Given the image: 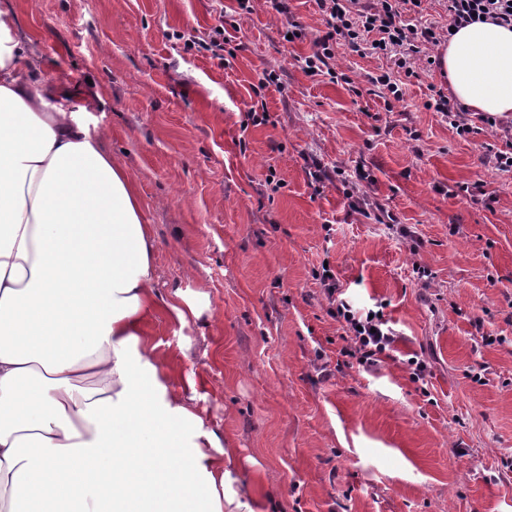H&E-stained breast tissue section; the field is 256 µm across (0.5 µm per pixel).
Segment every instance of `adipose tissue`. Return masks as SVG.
I'll return each mask as SVG.
<instances>
[{
  "mask_svg": "<svg viewBox=\"0 0 512 512\" xmlns=\"http://www.w3.org/2000/svg\"><path fill=\"white\" fill-rule=\"evenodd\" d=\"M0 5V512L38 499L54 512H144L129 478L151 449L150 494L172 512H239L225 495L232 457L195 399L203 383L158 363L146 327L179 326L196 309L154 286L156 239L96 100L74 101L37 66ZM456 99L492 116L512 112V28H457L439 53ZM110 473L70 505L62 477ZM36 483H29V474Z\"/></svg>",
  "mask_w": 512,
  "mask_h": 512,
  "instance_id": "ef3b65f1",
  "label": "adipose tissue"
}]
</instances>
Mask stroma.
<instances>
[{"label": "stroma", "instance_id": "stroma-1", "mask_svg": "<svg viewBox=\"0 0 512 512\" xmlns=\"http://www.w3.org/2000/svg\"><path fill=\"white\" fill-rule=\"evenodd\" d=\"M12 3L37 64L100 98L91 120L157 240L155 287L198 311L147 331L158 362L206 379L196 404L233 452L241 512H512V172L426 109V85L385 111L368 80L381 59L337 46L353 93L305 74L310 42L283 41L265 0L241 15L232 0ZM219 17L239 46L228 65L171 37ZM266 70L281 84L261 91L268 122L249 126ZM309 157L341 170L319 193ZM360 161L373 182L356 180ZM474 182L486 201L457 197ZM354 195L396 223L354 212ZM325 264L396 335L374 370L340 354Z\"/></svg>", "mask_w": 512, "mask_h": 512}]
</instances>
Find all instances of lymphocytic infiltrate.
I'll return each instance as SVG.
<instances>
[{"label":"lymphocytic infiltrate","mask_w":512,"mask_h":512,"mask_svg":"<svg viewBox=\"0 0 512 512\" xmlns=\"http://www.w3.org/2000/svg\"><path fill=\"white\" fill-rule=\"evenodd\" d=\"M322 27L307 33L291 17L289 0H268L277 13L288 16L286 28L293 40H310L311 51L302 56L303 71L309 76H325L330 82L347 81L333 61L338 44H346L361 56L392 60L391 69L373 76L371 82L383 90L384 109L402 100L404 81L430 77L436 57L432 48L440 46L451 28L477 21H493L512 26V0H443L447 25L423 18L424 0H313ZM427 108L447 118L450 127L464 139L480 136L481 160L502 172L512 171V124L485 113H471L443 89H432ZM331 316L340 323L344 345L341 353L356 359L358 367L369 371L389 357L395 341L382 315L367 316L352 310L344 301L336 275L323 268L318 275Z\"/></svg>","instance_id":"f902f5d3"}]
</instances>
